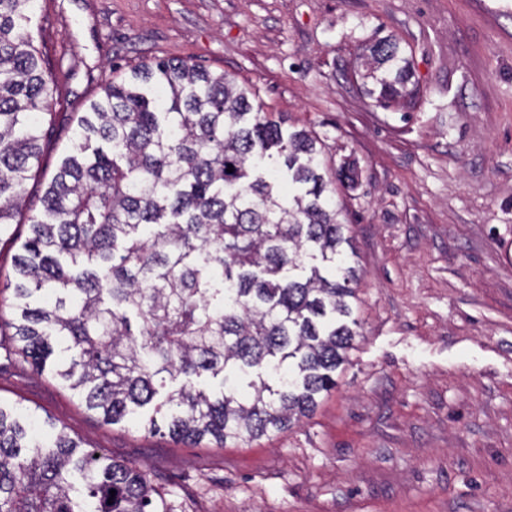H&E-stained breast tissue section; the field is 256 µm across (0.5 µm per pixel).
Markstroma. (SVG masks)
<instances>
[{
  "label": "stroma",
  "mask_w": 512,
  "mask_h": 512,
  "mask_svg": "<svg viewBox=\"0 0 512 512\" xmlns=\"http://www.w3.org/2000/svg\"><path fill=\"white\" fill-rule=\"evenodd\" d=\"M56 85L42 169L102 86L178 58L324 145L361 272L336 387L283 431L188 446L107 425L28 363L0 400L143 467L172 512H512V0H37ZM420 92L383 109L359 53L386 35Z\"/></svg>",
  "instance_id": "35a3bbf8"
}]
</instances>
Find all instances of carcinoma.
Instances as JSON below:
<instances>
[{
    "label": "carcinoma",
    "mask_w": 512,
    "mask_h": 512,
    "mask_svg": "<svg viewBox=\"0 0 512 512\" xmlns=\"http://www.w3.org/2000/svg\"><path fill=\"white\" fill-rule=\"evenodd\" d=\"M35 4L0 0V232L54 106ZM364 57L379 105L416 99L396 38ZM77 126L14 255L6 357L108 425L186 444L270 436L312 412L360 335L355 248L317 139L175 58L106 83ZM0 512L171 510L145 471L0 401Z\"/></svg>",
    "instance_id": "cac0c4a2"
}]
</instances>
